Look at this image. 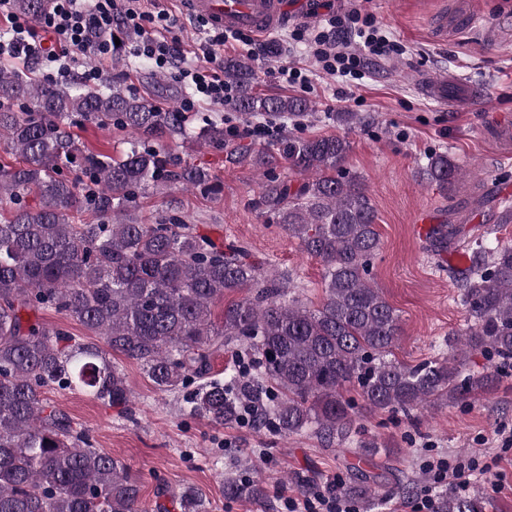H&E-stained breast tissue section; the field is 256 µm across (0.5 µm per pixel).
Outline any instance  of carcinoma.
Wrapping results in <instances>:
<instances>
[{
  "label": "carcinoma",
  "mask_w": 512,
  "mask_h": 512,
  "mask_svg": "<svg viewBox=\"0 0 512 512\" xmlns=\"http://www.w3.org/2000/svg\"><path fill=\"white\" fill-rule=\"evenodd\" d=\"M50 5L14 2L30 16ZM224 80L236 87L241 112L300 117L310 109L298 97L253 92L249 68L238 60L224 63ZM89 120L129 132L120 158L87 152L72 138L67 127ZM188 138L262 172L263 213L323 262L326 298L318 308L291 295L289 282L265 271L243 243L214 239L175 214L154 224L130 220L138 195L150 189L221 191L207 169L168 146ZM0 142L20 158L0 166V512H148L126 464L93 448L89 434L45 397L48 388L85 391L130 414L116 354L137 362L160 391L194 386L189 412L216 425L247 420L283 436L311 431L328 444L352 433L348 388L373 411L408 414L462 403L512 370V246L494 228L474 239L470 265L457 278L468 318L454 338L456 354L417 364L396 359L400 316L371 276L377 215L364 184L344 170V136L290 135L275 151L228 147L216 120L196 131L182 113L159 112L117 86L48 83L1 65ZM279 167L302 182L280 179ZM426 175L450 191L461 168L439 152ZM85 212L97 222L81 219ZM457 234L455 225H439L435 250L448 249ZM243 291L214 321V303ZM47 311L104 344L48 326L39 317ZM223 350L238 370L221 380L213 361ZM477 355L496 359L491 373L471 372ZM375 452L361 449L344 488L367 508L385 480L362 467ZM257 495L253 482L224 483L228 498ZM174 500L180 512H209L192 488ZM439 508L485 512L487 502L447 494Z\"/></svg>",
  "instance_id": "1"
}]
</instances>
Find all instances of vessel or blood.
<instances>
[{
    "label": "vessel or blood",
    "instance_id": "obj_1",
    "mask_svg": "<svg viewBox=\"0 0 512 512\" xmlns=\"http://www.w3.org/2000/svg\"><path fill=\"white\" fill-rule=\"evenodd\" d=\"M187 9L216 27L259 35L288 25L292 18L286 0H187Z\"/></svg>",
    "mask_w": 512,
    "mask_h": 512
}]
</instances>
